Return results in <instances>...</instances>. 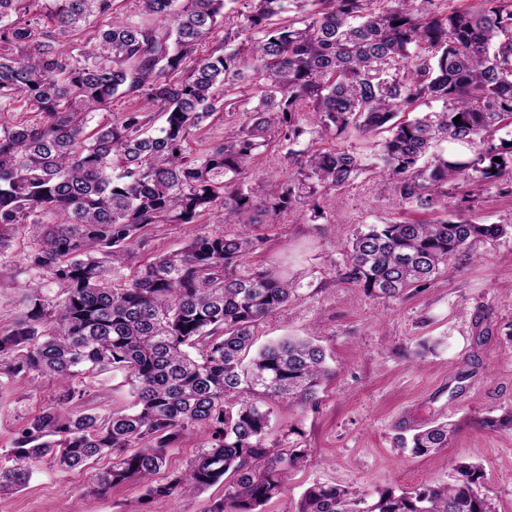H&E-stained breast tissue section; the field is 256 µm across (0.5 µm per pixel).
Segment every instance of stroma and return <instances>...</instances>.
Segmentation results:
<instances>
[{
	"mask_svg": "<svg viewBox=\"0 0 512 512\" xmlns=\"http://www.w3.org/2000/svg\"><path fill=\"white\" fill-rule=\"evenodd\" d=\"M380 139L352 130L327 135L323 146L357 153L365 172L317 211L294 210L274 223L251 225L263 243L250 267L273 266L296 281L287 309L264 320V345L310 337L332 371L316 407L298 410L272 399L270 441L307 449V461L265 512H294L315 481L360 491L412 488L446 479L458 462L486 474L485 492L498 512H512V434L481 419L512 410V231L478 237L450 262L448 273L400 299H374L341 283L344 245L367 224L399 220L404 211L379 172ZM448 210L477 224L512 221V188L482 182L453 189ZM46 379L0 381V449L54 397ZM439 421L457 424L448 447L414 457L400 435ZM87 474L41 464L21 492L0 497V512H127L142 490L131 483L104 496L86 490Z\"/></svg>",
	"mask_w": 512,
	"mask_h": 512,
	"instance_id": "35a3bbf8",
	"label": "stroma"
}]
</instances>
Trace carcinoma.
<instances>
[{"instance_id": "obj_1", "label": "carcinoma", "mask_w": 512, "mask_h": 512, "mask_svg": "<svg viewBox=\"0 0 512 512\" xmlns=\"http://www.w3.org/2000/svg\"><path fill=\"white\" fill-rule=\"evenodd\" d=\"M140 2L148 21L133 23L114 15V0H0V115L22 100L38 116L0 120V257L24 240L32 274L18 317L0 326V375L62 387L16 432L0 496L46 458L68 469L105 459L88 478L94 494L135 482L143 506L222 484L207 512H263L307 457L268 441L266 401L313 407L331 371L308 339L252 350L297 285L274 267L243 269L262 243L247 232L251 214L314 208L362 174L351 151L292 149L308 123L321 134H385L381 171L394 195L445 214L370 224L345 245L341 279L366 295L402 298L447 272L470 239L504 234L446 214L450 183H512V146L496 138L512 125V0L443 12L434 0H245L236 31L202 57L224 0ZM285 12L297 17L270 27ZM247 74L256 104L245 123L190 155L191 131L238 111L229 92ZM118 94L139 106L95 121ZM420 102L440 109L417 113ZM271 137L287 147L288 175L252 186V160ZM206 214L217 229L197 226ZM156 224L196 233L179 251L132 263ZM107 372L125 376L132 409L96 402L91 382ZM481 425L512 432V413ZM191 432L201 442L186 469L154 483L168 448ZM456 433L438 423L400 447L434 454ZM484 479L459 462L412 489L314 482L295 512H497Z\"/></svg>"}]
</instances>
